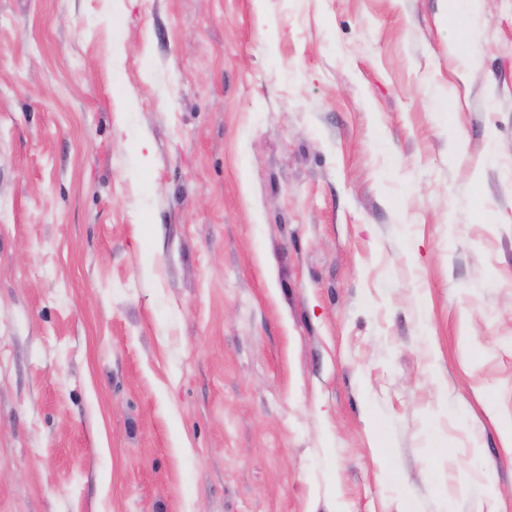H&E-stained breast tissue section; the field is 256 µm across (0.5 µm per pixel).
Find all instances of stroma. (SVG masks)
<instances>
[{"instance_id": "obj_1", "label": "stroma", "mask_w": 512, "mask_h": 512, "mask_svg": "<svg viewBox=\"0 0 512 512\" xmlns=\"http://www.w3.org/2000/svg\"><path fill=\"white\" fill-rule=\"evenodd\" d=\"M512 0H0V512H512Z\"/></svg>"}]
</instances>
